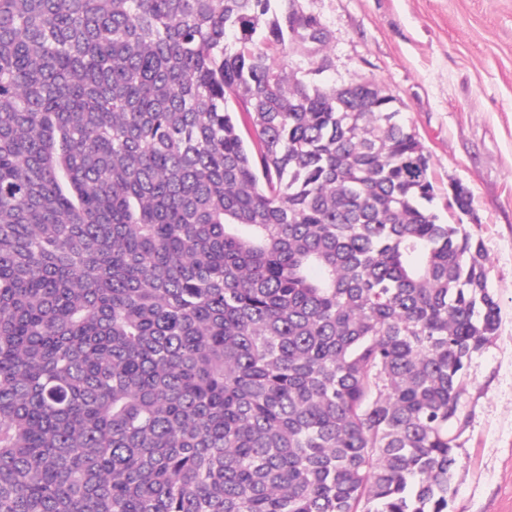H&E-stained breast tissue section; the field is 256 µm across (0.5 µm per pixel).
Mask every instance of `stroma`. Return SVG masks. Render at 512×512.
Here are the masks:
<instances>
[{"label": "stroma", "mask_w": 512, "mask_h": 512, "mask_svg": "<svg viewBox=\"0 0 512 512\" xmlns=\"http://www.w3.org/2000/svg\"><path fill=\"white\" fill-rule=\"evenodd\" d=\"M329 31L323 79L374 82L430 160L436 207L474 197L500 327L468 366L467 423L448 512H512V0H300Z\"/></svg>", "instance_id": "35a3bbf8"}]
</instances>
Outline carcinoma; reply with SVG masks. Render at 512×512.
Listing matches in <instances>:
<instances>
[{
	"instance_id": "1",
	"label": "carcinoma",
	"mask_w": 512,
	"mask_h": 512,
	"mask_svg": "<svg viewBox=\"0 0 512 512\" xmlns=\"http://www.w3.org/2000/svg\"><path fill=\"white\" fill-rule=\"evenodd\" d=\"M298 2L0 0V512H448L488 255Z\"/></svg>"
}]
</instances>
